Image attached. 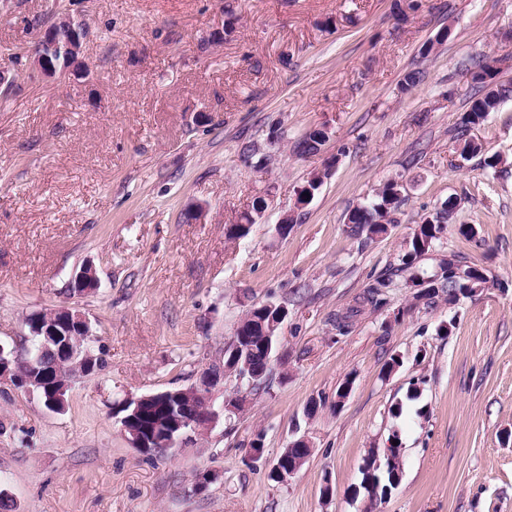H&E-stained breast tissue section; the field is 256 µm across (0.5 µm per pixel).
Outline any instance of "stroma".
I'll return each instance as SVG.
<instances>
[{
  "instance_id": "1",
  "label": "stroma",
  "mask_w": 512,
  "mask_h": 512,
  "mask_svg": "<svg viewBox=\"0 0 512 512\" xmlns=\"http://www.w3.org/2000/svg\"><path fill=\"white\" fill-rule=\"evenodd\" d=\"M61 15L88 27V75L31 67ZM478 60L512 83V0H0L13 80L0 96V345L25 343L31 313L69 306L106 359L59 413L0 382L9 512H512V97L470 127L482 151L460 157ZM316 128L322 150L297 154ZM247 143L270 152L265 168ZM394 180L405 189L387 233L354 235L350 211ZM449 199L421 267L455 254L494 282L453 304L395 273ZM260 201L258 224L228 238ZM194 204L204 223L186 220ZM86 264L98 286L72 295ZM388 275L386 305L361 306ZM267 302L288 310L271 390L164 455L133 448L115 403L191 385ZM302 436L306 463L271 481ZM394 443L401 481L381 499L362 466ZM307 450L311 452V446L305 437H301L292 441L285 453L280 457L279 462L270 470L283 482L289 481L300 470V465L307 458V456L293 458L292 451L294 450ZM288 459V461H287ZM283 465L285 468H282Z\"/></svg>"
}]
</instances>
